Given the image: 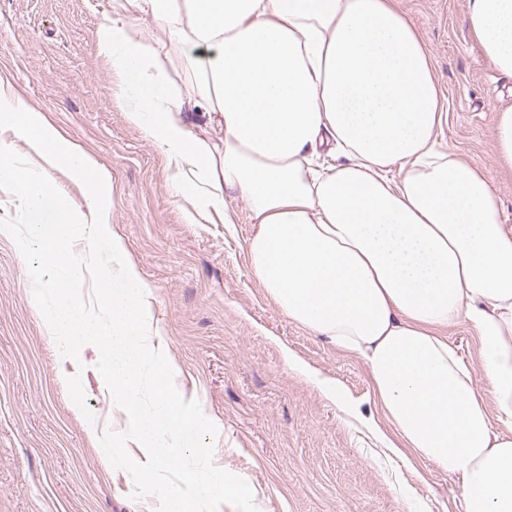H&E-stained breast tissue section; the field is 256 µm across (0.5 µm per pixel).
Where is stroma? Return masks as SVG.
<instances>
[{
    "label": "stroma",
    "mask_w": 512,
    "mask_h": 512,
    "mask_svg": "<svg viewBox=\"0 0 512 512\" xmlns=\"http://www.w3.org/2000/svg\"><path fill=\"white\" fill-rule=\"evenodd\" d=\"M123 2L0 0V83L110 171L112 229L151 287L146 314L158 333L149 342L217 426L214 465L248 482L258 512H462L458 478L410 449L389 451L367 426L378 410L361 358L289 319L251 278L246 202L229 201L233 227L213 210L187 222L190 191H178L175 163L129 120L122 80L97 52L99 28ZM396 6L441 90L439 146L482 167L512 225V173L493 150L512 81L495 79L463 20L466 0ZM123 14L130 35L160 51L162 79L195 86L184 46L151 19ZM30 281L15 243L0 236V512H157L156 498L133 499L132 478L100 446L128 419L95 368L98 352L86 349L77 364L62 358ZM447 336L492 402L473 330L462 322ZM292 358L308 375L289 369ZM77 373L92 425L68 394Z\"/></svg>",
    "instance_id": "35a3bbf8"
}]
</instances>
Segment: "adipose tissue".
<instances>
[{
	"label": "adipose tissue",
	"instance_id": "obj_1",
	"mask_svg": "<svg viewBox=\"0 0 512 512\" xmlns=\"http://www.w3.org/2000/svg\"><path fill=\"white\" fill-rule=\"evenodd\" d=\"M126 2L201 52L197 106L218 153L156 75L152 45L119 18L97 35L128 117L189 166L187 221L245 200L251 276L363 360L406 447L460 477L463 512H512V232L483 170L438 147L431 63L394 0ZM464 21L512 79V0H466ZM462 321L495 414L446 336Z\"/></svg>",
	"mask_w": 512,
	"mask_h": 512
}]
</instances>
